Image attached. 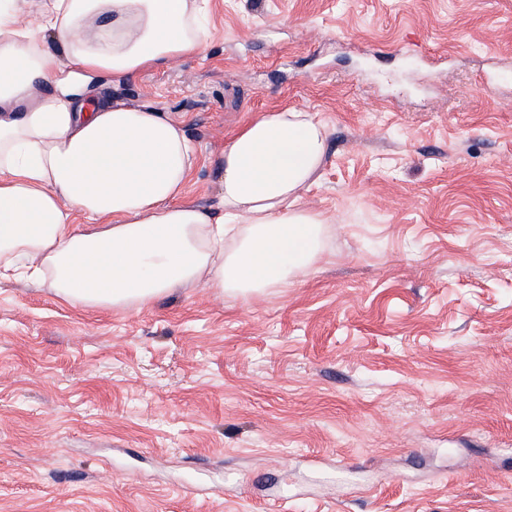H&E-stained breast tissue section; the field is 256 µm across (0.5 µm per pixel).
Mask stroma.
<instances>
[{
	"mask_svg": "<svg viewBox=\"0 0 512 512\" xmlns=\"http://www.w3.org/2000/svg\"><path fill=\"white\" fill-rule=\"evenodd\" d=\"M199 56L107 88L210 160L328 131L326 253L128 310L0 285V512H512V0H211Z\"/></svg>",
	"mask_w": 512,
	"mask_h": 512,
	"instance_id": "stroma-1",
	"label": "stroma"
}]
</instances>
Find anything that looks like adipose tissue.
I'll list each match as a JSON object with an SVG mask.
<instances>
[{
  "instance_id": "adipose-tissue-1",
  "label": "adipose tissue",
  "mask_w": 512,
  "mask_h": 512,
  "mask_svg": "<svg viewBox=\"0 0 512 512\" xmlns=\"http://www.w3.org/2000/svg\"><path fill=\"white\" fill-rule=\"evenodd\" d=\"M0 0V281L127 309L192 288L243 297L317 262L328 224L300 204L326 127L274 110L217 154L215 204L185 197L200 161L183 123L97 97L203 53L210 0Z\"/></svg>"
}]
</instances>
